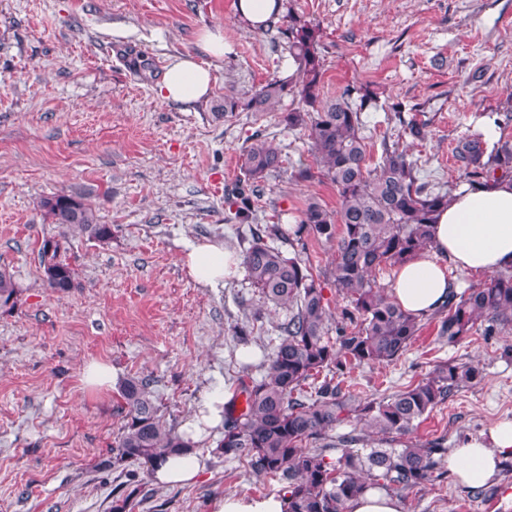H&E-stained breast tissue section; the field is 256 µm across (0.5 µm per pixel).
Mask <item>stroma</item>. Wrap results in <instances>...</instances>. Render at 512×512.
<instances>
[{"mask_svg":"<svg viewBox=\"0 0 512 512\" xmlns=\"http://www.w3.org/2000/svg\"><path fill=\"white\" fill-rule=\"evenodd\" d=\"M294 8L320 28L325 95L361 85L377 95L380 109L361 115L370 154L399 143L431 187L464 186L459 140L512 110V0H294ZM205 28L223 30V58L200 49ZM186 54L209 65L210 96L161 103L167 65ZM287 67L282 43L239 21L235 0H0V266L19 286L15 308L0 310V512H113L123 498L126 512H210L227 492L278 491L245 462L216 454L212 437L201 444L210 461L199 482L167 488L149 479L130 490L110 463L125 424L120 393L88 388L82 373L97 359L115 380L151 379L162 421L177 430L218 386L237 391L243 363L250 377L263 375L288 308L261 306L244 274L215 288L196 283L180 257L201 240L243 253L255 224H295L312 197L336 210L329 181L293 178L315 159L306 131L279 121L291 98L275 113L221 110L225 91L254 90ZM394 103L401 115L390 112ZM411 119L425 123L424 140L404 136ZM258 131L281 148L284 169L264 181L256 222L242 223L224 193ZM69 191L111 225L109 243L59 238L45 220L40 199ZM54 237L75 273L64 295L44 285L39 249ZM270 244L300 254L340 320L348 301L334 285L333 243ZM438 321L435 312L423 317L398 360L335 373L336 385L379 399L437 364L470 361L483 381L454 392L408 437L342 424L328 459L351 433L358 452L410 439L453 449L512 420V329L451 343L439 338ZM243 325L244 344L234 334ZM505 462L478 488L448 476L397 497L404 512H512V456Z\"/></svg>","mask_w":512,"mask_h":512,"instance_id":"1","label":"stroma"}]
</instances>
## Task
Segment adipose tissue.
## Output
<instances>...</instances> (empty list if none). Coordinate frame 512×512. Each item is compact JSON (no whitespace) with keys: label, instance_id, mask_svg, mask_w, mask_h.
I'll use <instances>...</instances> for the list:
<instances>
[{"label":"adipose tissue","instance_id":"adipose-tissue-1","mask_svg":"<svg viewBox=\"0 0 512 512\" xmlns=\"http://www.w3.org/2000/svg\"><path fill=\"white\" fill-rule=\"evenodd\" d=\"M210 68L194 56L175 57L158 86L160 102L188 105L205 98L212 87ZM432 245L397 266L390 291L403 310L422 315L446 303L454 284L449 269L461 273H491L512 267V179L455 190L447 207L436 215ZM181 261L189 276L203 285L217 286L240 276L241 259L208 242L188 245ZM230 395L217 389L185 423L182 432L193 441L205 439L223 419ZM512 451V421L498 422L488 434L466 438L448 455V473L471 487H480L496 475L504 452ZM156 484L180 486L202 478L206 458L199 450L172 455L152 463ZM213 512H288L280 494L254 497L228 492L212 504Z\"/></svg>","mask_w":512,"mask_h":512}]
</instances>
